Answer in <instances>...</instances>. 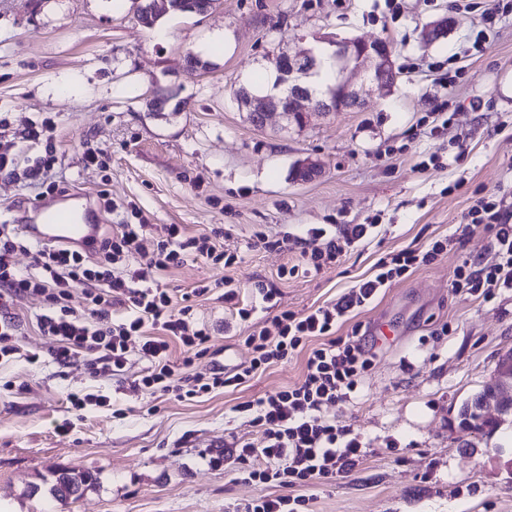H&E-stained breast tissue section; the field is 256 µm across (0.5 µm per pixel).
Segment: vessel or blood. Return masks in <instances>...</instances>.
<instances>
[{
  "instance_id": "b4317fda",
  "label": "vessel or blood",
  "mask_w": 512,
  "mask_h": 512,
  "mask_svg": "<svg viewBox=\"0 0 512 512\" xmlns=\"http://www.w3.org/2000/svg\"><path fill=\"white\" fill-rule=\"evenodd\" d=\"M24 232L41 243L72 245L90 249L98 237L100 225L91 202L73 209L57 202L45 203L27 216Z\"/></svg>"
}]
</instances>
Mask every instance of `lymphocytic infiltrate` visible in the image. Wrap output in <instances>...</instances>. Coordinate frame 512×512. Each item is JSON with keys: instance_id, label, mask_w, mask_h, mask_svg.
I'll use <instances>...</instances> for the list:
<instances>
[{"instance_id": "f902f5d3", "label": "lymphocytic infiltrate", "mask_w": 512, "mask_h": 512, "mask_svg": "<svg viewBox=\"0 0 512 512\" xmlns=\"http://www.w3.org/2000/svg\"><path fill=\"white\" fill-rule=\"evenodd\" d=\"M490 237L498 258L481 267L463 260L451 288L455 293L492 298L496 291L512 290V196L501 190L481 199L448 238L428 247H406L381 256L373 276L359 280L336 300L299 315L278 310L280 292L273 283L259 279L252 285L253 304L241 305L232 278L218 284L201 283L191 295L173 300L160 278L187 259H203L211 265L232 267L237 257L224 249L225 232L217 227L198 235L185 234L177 224H124L119 232L99 236L92 250L74 246H46L18 229H0V361L25 355L36 362L37 354H23L19 303L41 296L44 311L36 328L50 339L48 354L61 366L79 355L90 356L94 376L118 378L130 362L128 342L139 340V355L151 363L141 379L151 392L179 401L217 389L238 388L259 370L306 352L301 382L263 397L238 404L237 412L250 417L261 432L259 443L237 442L229 453L210 456V467L219 469L226 457H234L243 480L276 487L273 495L244 505L242 512H302L308 500L302 488L347 477L365 458L362 434L352 426L328 418L329 407L352 401L361 377L371 369L374 342L361 325L340 336L337 326L351 323L353 313L371 304L384 290L408 272L433 264L449 248L463 249L472 227ZM373 233L369 224H340L336 229L312 227L302 241L300 264L290 274L320 273L339 263L349 250L364 244ZM32 259V269L21 275L15 269L17 253ZM221 288V301L235 308L241 321H252L257 312L267 317L254 323L245 339L252 351L249 363L230 368L195 370L197 359L209 354L213 334L196 316L191 297ZM84 296L83 310L72 305L74 291ZM127 314L112 321L114 305ZM182 349L179 364L167 361L171 343Z\"/></svg>"}]
</instances>
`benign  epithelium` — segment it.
Listing matches in <instances>:
<instances>
[{
  "label": "benign epithelium",
  "instance_id": "7a95c632",
  "mask_svg": "<svg viewBox=\"0 0 512 512\" xmlns=\"http://www.w3.org/2000/svg\"><path fill=\"white\" fill-rule=\"evenodd\" d=\"M323 43L334 47L332 57L338 80L333 95L321 98L305 82L319 64V56L313 49L296 52L279 50L267 57V62L277 72L273 89L256 93L242 85L236 99L240 108L247 112L252 126L262 129L270 117L280 119V130L288 133L307 124L316 113L347 112L362 105L361 94L352 83V75L361 74L364 81L391 91L397 77L396 64L388 43L375 40H352L336 36L321 37ZM322 170L319 160L304 158L294 165L295 180L308 182ZM492 390L483 400V412L487 417L500 411L501 389L491 383Z\"/></svg>",
  "mask_w": 512,
  "mask_h": 512
}]
</instances>
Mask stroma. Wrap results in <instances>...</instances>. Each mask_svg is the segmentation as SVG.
Here are the masks:
<instances>
[{"instance_id":"35a3bbf8","label":"stroma","mask_w":512,"mask_h":512,"mask_svg":"<svg viewBox=\"0 0 512 512\" xmlns=\"http://www.w3.org/2000/svg\"><path fill=\"white\" fill-rule=\"evenodd\" d=\"M447 20L443 36L426 30ZM477 12L452 0H216L206 14L167 12L156 30L132 0H0V139L13 142L19 168L53 153L44 184L0 174V225L23 209L67 193L111 203L103 233L146 220L197 234L228 229L229 269L187 259L165 278L174 298L200 282L232 277L241 299L254 280L273 282L280 307L302 314L369 277L383 253L444 238L474 200L512 187V15L479 58L464 52ZM382 40L400 76L391 92L372 91L351 112L313 115L282 135L277 122L253 127L235 99L279 48L306 49L317 37ZM206 61L191 70L187 55ZM68 83L70 95L58 88ZM162 112L151 109L156 95ZM482 101L481 110L470 107ZM49 121V138L23 139L30 122ZM105 166H85L87 152ZM321 174L293 182L305 157ZM375 230L340 263L318 274L286 275L295 251L266 249L257 234L300 239L315 224H367ZM489 266L495 250L474 229L449 251L387 288L355 321L388 323L372 368L352 403L328 417L352 425L368 444L350 476L304 488L310 512H512V415L495 430L462 424L460 411L512 353V290L492 300L459 296L449 283L463 258ZM44 305L16 309L23 351L0 364V512H238L271 486L214 470L212 453L260 432L236 405L299 382L305 354L258 372L236 389L175 401L140 384L149 363L132 355L120 379L92 376L88 357L59 367L33 324ZM214 329V357L247 362L251 330L215 297L194 301ZM100 393L109 406L74 408L69 394ZM69 431H60L62 423ZM87 470L97 482L76 500L48 492L57 473Z\"/></svg>"}]
</instances>
